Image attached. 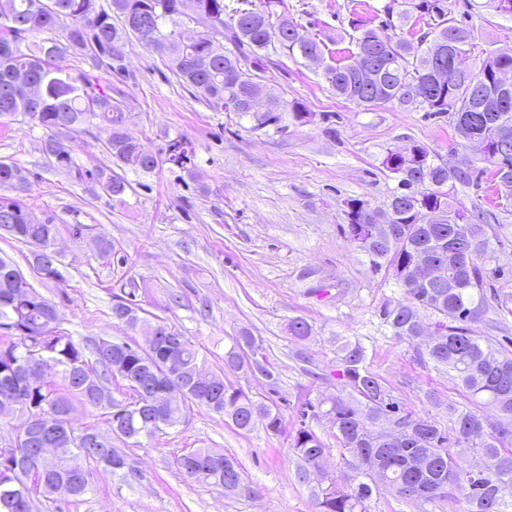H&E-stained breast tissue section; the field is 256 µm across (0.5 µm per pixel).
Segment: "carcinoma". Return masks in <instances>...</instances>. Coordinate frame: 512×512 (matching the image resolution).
Segmentation results:
<instances>
[{"label": "carcinoma", "mask_w": 512, "mask_h": 512, "mask_svg": "<svg viewBox=\"0 0 512 512\" xmlns=\"http://www.w3.org/2000/svg\"><path fill=\"white\" fill-rule=\"evenodd\" d=\"M282 0H264L261 9L229 8L224 0H112L105 7L98 0H0V116L22 115L37 120L46 130L42 153L53 167H73L74 159L63 138L83 126L96 124L106 133L103 149L116 172L108 167L97 174L103 193L119 198L130 187L123 175L128 170L150 173L158 162L138 141L123 133V106L112 97V84L99 78L73 75L55 66L62 48L91 52L109 73H121L119 43L130 36L159 51L160 39L176 38L187 21L199 28L196 42L170 57V68L179 80L195 90L211 109L233 112L245 97L271 95L262 76V52L271 42L289 57L324 56L326 45L305 36L300 25L277 11ZM381 24L374 19L354 25L355 50L341 62L326 68L336 95L364 106L379 98L405 110L448 114L456 133L482 138L491 154L482 161L493 166L505 197H512V86L503 89L498 72L512 71V49L482 51L478 69L462 67L463 58L476 47L473 26L448 18L444 0H387L379 9ZM407 28L408 37L393 41L385 29ZM60 32V39L25 41L29 36ZM223 34L228 47L216 48L211 34ZM442 44L443 57L433 48ZM369 66L375 78L365 83L359 71ZM288 112L299 123L311 113L297 100L277 99V110L255 115V128L276 126ZM170 162L181 169L192 163L194 150L182 139L168 141ZM421 156L390 149L382 167L396 182L384 207L392 210L396 232L387 242L377 240L374 225L354 218L359 198L345 202L343 234L362 253L371 268L393 275L409 266L419 254L446 266L444 276L432 283L405 280L398 283L403 300L380 310L391 335L413 341L426 329L434 339L419 356L442 370L465 392L471 410L448 405V426L426 415L401 409L381 378L366 363L365 348L358 342L338 345V376L349 389L345 397L306 399L297 405L299 428L290 451L306 472L324 473L329 444L310 424L325 419L336 439L343 461L350 464L359 482L341 485L327 480L316 496V512H370L374 490L383 485L396 497L413 500L429 486H445L442 493L419 499L436 505L453 501L463 512H509L505 492L512 491V348L494 336H483L475 324L490 311L512 315V293L486 294L488 269L495 248L485 225L456 198L455 182H481L484 170L436 163L430 150L420 144ZM27 182L20 166L0 160V188L18 191ZM421 196V206L447 209L441 224L421 223V211L405 188ZM27 209L16 199L0 197V222L18 227L17 240L28 245L47 243L58 234L56 224H28ZM43 280L60 281L56 261L32 264ZM128 303L112 306L113 318L128 331L144 335L173 336L175 343L157 355H143L122 348L123 340L100 336L82 344L60 325L52 324L45 299L9 260L0 259V330L9 341L0 343V374L18 366L19 345L41 351L57 364L44 379L17 397L14 412L4 421L14 435L0 445V483L17 494L0 512H36L52 506L51 483L74 485L73 499L92 490L94 469L108 467L124 478L134 468L127 458L115 455L111 437L124 441L152 438L176 426L188 404H195L229 419L241 431L262 422L274 434L282 429L279 411L258 405L249 394L234 386L224 387V377L212 374V382L195 379L203 370L199 350L165 319L141 305L126 315ZM432 320L423 322L421 313ZM312 325L303 318L288 323V335L307 339ZM260 341L248 331L234 338L224 353V364L274 379L265 365ZM124 382L122 402L132 407L128 415L113 412L112 380ZM104 411L108 433L94 428L68 427V434L46 456L36 446L21 445L25 435H38L35 415L51 412L68 418L73 401ZM496 422L490 423L486 412ZM461 444L470 449L463 458L452 451ZM83 452L85 469L72 471L69 459ZM180 474L197 483L222 484L224 492L243 489L239 466L224 453L197 448L176 457Z\"/></svg>", "instance_id": "1"}]
</instances>
